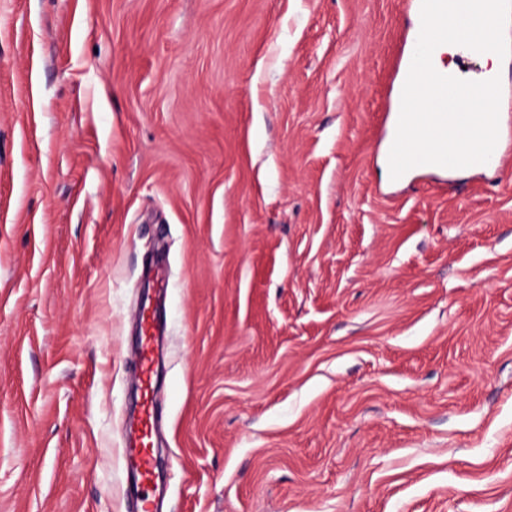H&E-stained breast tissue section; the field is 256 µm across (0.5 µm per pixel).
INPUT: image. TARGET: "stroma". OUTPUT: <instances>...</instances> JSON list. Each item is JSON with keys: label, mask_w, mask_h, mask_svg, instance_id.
I'll return each mask as SVG.
<instances>
[{"label": "stroma", "mask_w": 512, "mask_h": 512, "mask_svg": "<svg viewBox=\"0 0 512 512\" xmlns=\"http://www.w3.org/2000/svg\"><path fill=\"white\" fill-rule=\"evenodd\" d=\"M412 0H0V512H512V164L385 179ZM146 294L141 306L142 331L134 346V357L140 369V394L137 402L136 426L122 455L127 474V488L139 502V512H154L150 485L155 474L153 447L154 420L157 412L156 399L160 390L157 377V329L160 315L153 305L151 290L162 289L165 281L159 270H150L145 275Z\"/></svg>", "instance_id": "obj_1"}]
</instances>
